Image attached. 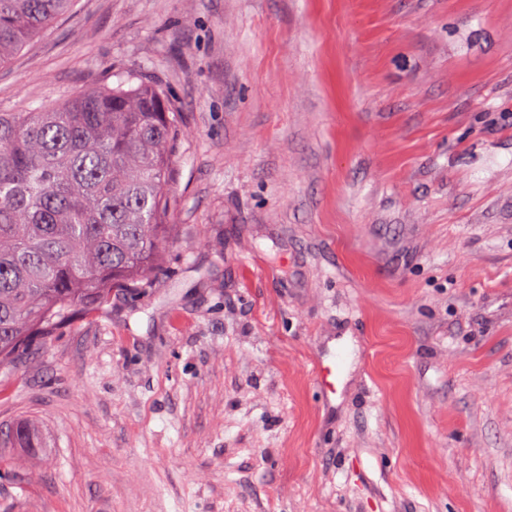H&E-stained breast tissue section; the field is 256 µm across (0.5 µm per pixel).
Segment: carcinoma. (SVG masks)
Returning a JSON list of instances; mask_svg holds the SVG:
<instances>
[{"mask_svg":"<svg viewBox=\"0 0 512 512\" xmlns=\"http://www.w3.org/2000/svg\"><path fill=\"white\" fill-rule=\"evenodd\" d=\"M69 2L0 0V66ZM181 136L163 89L133 75L44 110L0 112V367L158 269Z\"/></svg>","mask_w":512,"mask_h":512,"instance_id":"obj_1","label":"carcinoma"}]
</instances>
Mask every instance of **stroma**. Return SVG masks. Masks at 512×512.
<instances>
[{
  "label": "stroma",
  "mask_w": 512,
  "mask_h": 512,
  "mask_svg": "<svg viewBox=\"0 0 512 512\" xmlns=\"http://www.w3.org/2000/svg\"><path fill=\"white\" fill-rule=\"evenodd\" d=\"M126 73L174 243L0 368V512H512V0H72L0 112Z\"/></svg>",
  "instance_id": "stroma-1"
}]
</instances>
